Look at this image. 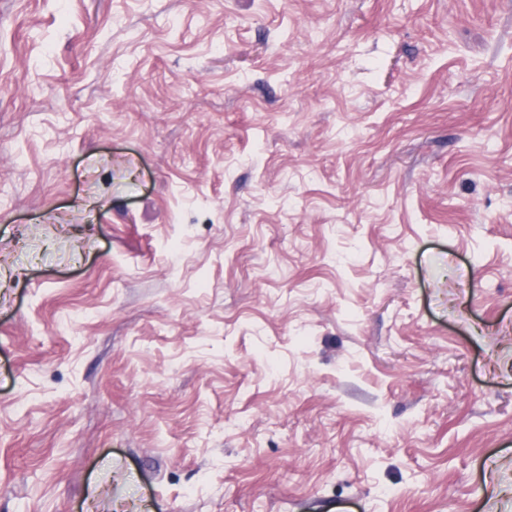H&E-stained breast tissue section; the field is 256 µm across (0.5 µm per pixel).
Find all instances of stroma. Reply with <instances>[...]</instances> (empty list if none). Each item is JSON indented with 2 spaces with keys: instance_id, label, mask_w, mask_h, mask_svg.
Instances as JSON below:
<instances>
[{
  "instance_id": "35a3bbf8",
  "label": "stroma",
  "mask_w": 512,
  "mask_h": 512,
  "mask_svg": "<svg viewBox=\"0 0 512 512\" xmlns=\"http://www.w3.org/2000/svg\"><path fill=\"white\" fill-rule=\"evenodd\" d=\"M0 512H512V0H0Z\"/></svg>"
}]
</instances>
